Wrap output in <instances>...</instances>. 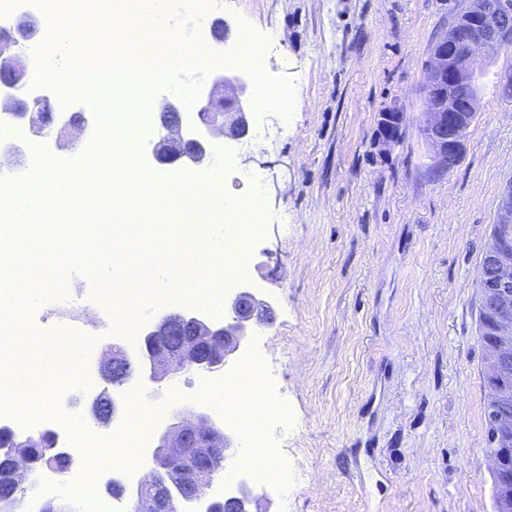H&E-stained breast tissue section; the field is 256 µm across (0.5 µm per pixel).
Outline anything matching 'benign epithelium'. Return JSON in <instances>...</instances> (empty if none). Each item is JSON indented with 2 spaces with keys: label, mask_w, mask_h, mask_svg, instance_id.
<instances>
[{
  "label": "benign epithelium",
  "mask_w": 512,
  "mask_h": 512,
  "mask_svg": "<svg viewBox=\"0 0 512 512\" xmlns=\"http://www.w3.org/2000/svg\"><path fill=\"white\" fill-rule=\"evenodd\" d=\"M39 27L36 19H23L16 33L0 51V87L14 91L27 84V72L18 63L17 49L29 40ZM488 45L512 46V0H463L461 8L448 22V29L431 49V62L424 84L427 119L423 128L426 143L432 148L437 164L453 169L461 155L463 140L471 125V116L479 111L476 59L490 58L483 48ZM472 90L468 110L462 111L455 97L456 87ZM248 83L236 73H221L211 85L197 92L190 105L174 96L155 103L154 122L157 135L152 140V154L163 166L202 169L210 166L215 154L212 141L219 138L238 140L249 133L251 111L255 102L247 91ZM12 117L28 121L31 136L48 135L57 126L51 103L46 98H13ZM404 113L391 108L379 113L382 141L391 146L397 136L392 127L401 122ZM85 119L74 113L57 126V133L80 130ZM496 224L507 233L495 236L486 248V269L481 288L485 311L500 334L512 339V182L504 189ZM224 308L230 320L192 313H171L145 327L140 336V352L129 355L112 344V357L98 363L100 378L120 387L136 376L151 384H159L182 370L216 372L254 335L255 327L269 319L267 301L253 289L241 286L224 297ZM493 375L512 371V343L488 348ZM493 403L490 434L493 447L485 449L492 474L503 485H512V468L507 465L508 430L512 428V408L508 402L491 393ZM91 413L99 426L109 425L121 409L106 390L98 392L91 402ZM152 448L153 467L129 490L136 512H166L167 505L179 502L182 512H220L233 505L251 502L252 490L240 481L235 492L222 499L205 501L211 486L210 470L215 455L231 448L232 440L224 427L200 410H183L175 414ZM32 438H15L9 452V468L4 477L12 492L0 499V512H15L35 470L30 447Z\"/></svg>",
  "instance_id": "7a95c632"
}]
</instances>
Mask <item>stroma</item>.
I'll return each instance as SVG.
<instances>
[{
	"instance_id": "stroma-1",
	"label": "stroma",
	"mask_w": 512,
	"mask_h": 512,
	"mask_svg": "<svg viewBox=\"0 0 512 512\" xmlns=\"http://www.w3.org/2000/svg\"><path fill=\"white\" fill-rule=\"evenodd\" d=\"M460 0H220L213 55L262 45L235 66L252 97L295 111H254L232 142L221 184L240 199L262 184L263 229L243 282L273 322L246 348L267 367L261 393L287 409L269 436L283 491L254 486L264 512H494L485 454V349L478 337L483 250L512 182V48L482 64L480 108L459 163L438 167L424 140L430 52ZM405 114L382 150L378 114ZM60 336L33 337L18 409L60 384ZM208 374L163 384L162 411L139 382L114 388L122 418L157 439L172 410L214 412ZM105 483L148 472L145 449L91 448Z\"/></svg>"
}]
</instances>
